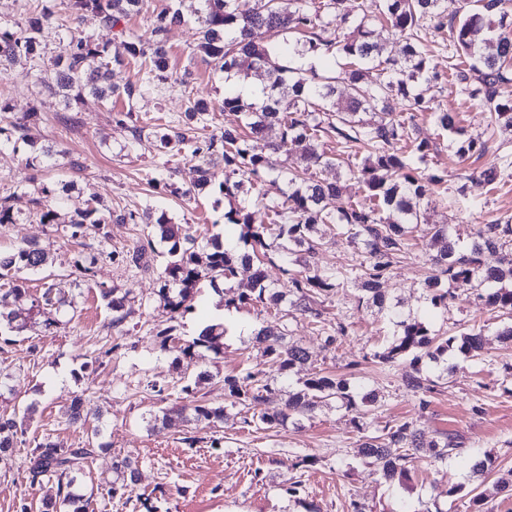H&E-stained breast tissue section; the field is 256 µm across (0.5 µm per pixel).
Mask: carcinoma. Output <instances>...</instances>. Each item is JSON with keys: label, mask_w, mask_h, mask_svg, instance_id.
Segmentation results:
<instances>
[{"label": "carcinoma", "mask_w": 512, "mask_h": 512, "mask_svg": "<svg viewBox=\"0 0 512 512\" xmlns=\"http://www.w3.org/2000/svg\"><path fill=\"white\" fill-rule=\"evenodd\" d=\"M511 1L476 0L475 6L467 9L461 0H380V17L402 40L400 51L387 55L375 18L363 5L354 14L345 9V0H268L265 12L247 13L240 10L238 0H191V16L198 31L195 53L212 64L214 73L224 75L226 81L259 73L265 77V84L256 98L233 89L224 94L217 107L187 96L185 127L155 130L159 152L171 156L189 152L202 158L196 187L203 189L216 181L227 197L236 196L244 182L262 183L268 173L284 168L286 157L295 146L302 147L305 167L301 173H288V189L274 179L270 186L275 191L268 190L256 198L270 212V223H253L252 212L244 208L229 218L230 223L240 226L242 240L251 246L249 253L232 252L215 240L202 245L190 225L176 224L164 213L148 225L146 234L132 251L126 252L125 259L147 270L151 256L157 252L156 245H168L169 261L159 298L171 318L181 315L184 298L201 281L206 280L215 288L219 280L229 282L237 277L239 269L253 265L258 250L270 248L267 239H286L288 247L283 258L299 251L301 256L291 263L302 267L289 277L288 287L277 288L266 282L264 272L257 268L250 288L227 298L225 305L258 304L267 311L274 310L272 319L263 321L257 339L265 343L264 353L277 370L289 373L306 364L309 355L289 336L288 325L279 316L281 305L305 315L320 333L326 334L325 341L333 344L336 337L346 335V327L338 322L334 333H328L316 297L334 296L338 289L351 284L373 304L386 306L381 281L412 246V233L419 227L433 267L425 282L433 307L448 310V300L453 298L448 285L463 282L480 290L479 297L488 306L512 317V287L505 286L512 282V252L497 267L484 268L481 264L484 252L506 246L503 238L512 236V225L486 224L465 249H459L448 225L430 224L425 216L436 187L444 182L443 176L418 174L399 147L409 138L415 113L425 109L427 94L438 79L421 42L420 27L425 20L436 31L448 32V42L453 46L448 70L462 91L485 103L489 124L502 121L512 126V102L497 99V86L506 80V72L512 66V33L507 31L512 26L507 22ZM147 3L148 0H67L65 10L75 20L95 15L115 29L129 16L142 12ZM19 9L18 20L0 18V75H8L21 62L35 84L61 96L67 108L86 95L103 99L123 94L131 101L165 82L166 35L170 26L185 21L181 9H167L154 16L145 37L120 30V34L128 35L127 52L142 73L138 84L120 89L112 85V60L106 45L70 31L62 40L61 51L48 60L41 36L44 29L58 23V15L37 0H21ZM338 23L345 31L336 30ZM280 32L300 33L305 39L284 43L269 39L270 34ZM329 54L346 59V67L333 71L327 66H294L297 58ZM396 100L402 104L399 111L393 107ZM216 109L240 114L242 125L228 126L218 136L209 133L208 116ZM38 120L34 109L12 128L1 127L0 143H10L14 138L33 143L32 130ZM275 126L280 129L279 139L269 141L265 133ZM323 134L336 138L340 149L363 146L371 149V154L357 166L347 164L346 173H337L334 181L317 180L313 171L342 166L340 157L328 154L319 141ZM220 165L224 166V180L219 182L216 168ZM501 165L504 169L512 166L509 155L502 156ZM500 169L483 171L475 178L476 184H495ZM343 178L360 185L364 201H351L335 214L327 209L326 200L340 195ZM34 192L39 194L34 202L40 206V223H54L57 213L43 200L57 199L59 190L42 184ZM92 215L96 219H90ZM89 219L99 227L112 221L134 222L136 215L117 214L110 209L102 213L90 205L71 220V236L82 235ZM320 224H332L351 243L362 245L356 270L322 271L310 267L309 258L317 246L314 233ZM47 265L48 257L32 243L12 254L0 255V278L12 279V286L0 292V323L20 333L31 316L58 311L65 305L55 298L50 287L41 298L30 301L27 289L20 283L19 273L36 272ZM101 295L113 312L111 326L120 327L127 316L129 292L120 295L113 288L102 290ZM27 300L30 306L26 308ZM389 310L397 333L375 358L382 363L410 358L411 371L404 386L422 395L423 405L435 384L430 377L421 375L419 364L423 360L437 364L449 351L468 359L483 349L480 331L439 336L418 319L404 317L392 306ZM172 331L168 327L159 332V349L164 353L177 352L191 358L197 347L216 354L224 348L222 322L206 325L197 338L180 346L170 344L174 340ZM224 385L231 397L252 412L251 418L243 420L247 425L252 418L263 425H281L294 416H309L331 402L347 412L357 409L360 403L367 406L378 402L375 391H358L347 379L319 371L310 374L302 388L281 403L277 402L274 380L259 368L250 367L241 376H227ZM187 412L197 425L224 418L221 407L185 404L166 409L150 421L165 424L171 415ZM21 428L14 417L0 418V452L14 446ZM104 448L103 444L91 442L82 448H66L50 437L38 443L26 469L28 479L35 484L54 478L58 487V499L43 502L42 512H86L88 499L77 488L78 475L86 460ZM359 448L389 481L397 476L409 478L412 463L426 448L438 459L464 451L456 435L443 434L426 442L408 421L386 424L380 434L367 438ZM112 471L114 478L108 494L133 490L138 481L137 461L125 456L112 463ZM448 496L457 512H493L481 495L470 497L460 487L448 489Z\"/></svg>", "instance_id": "carcinoma-1"}]
</instances>
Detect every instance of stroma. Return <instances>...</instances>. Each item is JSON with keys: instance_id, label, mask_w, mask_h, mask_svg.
Here are the masks:
<instances>
[{"instance_id": "1", "label": "stroma", "mask_w": 512, "mask_h": 512, "mask_svg": "<svg viewBox=\"0 0 512 512\" xmlns=\"http://www.w3.org/2000/svg\"><path fill=\"white\" fill-rule=\"evenodd\" d=\"M80 28L107 45L111 56L124 59V66L113 71V84L138 81L137 64L126 59L124 34L90 14ZM421 35L440 78L430 91L429 110L418 113L409 136L429 145L419 170L444 177L438 191L446 202L429 210L430 223L448 225L466 244L484 224H512V177L484 188L466 181L467 175L496 166L503 152L512 153V130L487 126L482 101L451 81L447 33L426 26ZM196 38L194 23L172 26L166 36L168 83L162 91L146 92L130 102L116 95L108 100L88 96L69 113L61 97L38 94L22 68L0 77V102L7 106L0 112V126L18 121L34 107L42 117L36 145L20 142L0 149V199H7L16 217L15 223L0 224V252L36 244L53 264L25 273L29 297L40 298L50 287L71 302L59 313L58 324L47 325L40 315L22 333L0 331V374L10 376L17 388L16 393L0 394V415L19 416L26 406L35 408L16 447L0 453V512H39L44 499L55 497V481L32 485L25 477L30 454L44 437L75 447L99 425L109 448L90 459L83 471L79 490L89 500L88 512H350L354 500L364 503L367 512H420L425 504L448 512V490L459 486L486 497L494 512H512V497L497 487L498 479L512 470V344L496 336L504 320L458 284L452 287L455 298L448 311H432L424 288L429 264L422 246L412 247L390 268L382 283L387 300L435 333L484 328L488 343L483 355L465 360L447 354L440 364L423 363L436 386L427 396L428 406H421L403 385L408 360L387 365L373 360L393 340L389 313L367 303L355 288L340 289L320 308L328 323L346 326V335L325 346L323 335L307 318L289 311L288 329L307 348L309 361L286 375L272 365L266 371L286 391L299 388L316 371L346 374L351 384L377 390L378 403L369 407L360 429L351 413L333 404L268 429L244 425L241 406L224 389L225 377L241 374L262 359V344L233 330L238 321L261 324L266 315L259 307L235 308V321L225 324L222 352L197 350L191 365L174 363L156 343L157 332L169 326L181 341L196 337L212 317L209 303L223 305L228 293L246 290L250 271L240 270L228 291L201 282L184 301L183 317L173 321L158 297L167 252L155 255L148 272L118 258L142 237L144 224L112 223L101 230L91 226L83 236L71 237L70 216L95 196L139 218L167 215L191 225L203 240L228 238L231 227L225 214L242 201L252 203L254 223H265L264 209L254 203L256 190L239 200L221 195L214 186L194 189V160L164 157L150 139L132 142V126L178 125L187 95L216 104L223 100V78L192 52ZM126 107L131 117L118 119L117 110ZM437 112L455 113L460 133L438 129L433 121ZM463 138L481 142L482 150L458 155ZM46 149L64 152L60 166H47L41 157ZM60 181L69 183L70 190L57 206L59 221L39 223L33 215L32 186ZM320 233L314 265L354 268L358 255L346 236L325 226ZM104 288L133 295L121 330L111 327L112 311L100 296ZM200 371L206 374L201 381L196 378ZM187 384L194 387L191 401L223 407V420L205 428L179 420L165 427L148 425L150 415L186 397L181 389ZM77 396L88 409L101 411L100 420L82 426L68 423L65 409ZM391 421L412 422L427 440L457 434L466 448L491 458L493 469L476 476L469 458L424 456L415 460L409 479L386 481L376 466L365 462L358 444ZM191 436L196 439L192 445L187 442ZM127 454L139 461V481L131 492L108 496L113 460ZM306 456L311 459L307 465L302 462ZM295 481L300 488L292 495L288 488Z\"/></svg>"}]
</instances>
